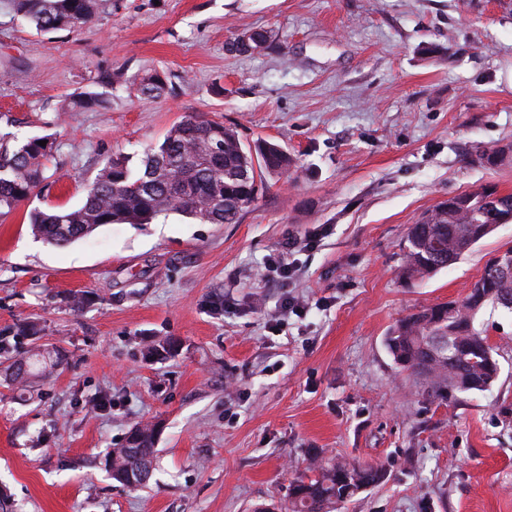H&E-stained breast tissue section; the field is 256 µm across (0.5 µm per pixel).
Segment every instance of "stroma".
I'll return each mask as SVG.
<instances>
[{
	"label": "stroma",
	"mask_w": 512,
	"mask_h": 512,
	"mask_svg": "<svg viewBox=\"0 0 512 512\" xmlns=\"http://www.w3.org/2000/svg\"><path fill=\"white\" fill-rule=\"evenodd\" d=\"M247 29L269 48L228 52ZM156 73L166 90L143 99ZM88 94L99 105L79 106ZM191 114L292 160L238 223L32 235L31 210L81 204L108 160L138 168ZM45 135V181L0 219V332L37 322L24 345L56 365L20 390L15 349L0 351V512H286L313 451L384 469L338 512H512V313L482 316L497 381L441 404L385 346L512 247L503 224L434 276H399L425 211L512 193V0H98L90 22L46 33L0 0V137ZM165 339L172 355L144 359ZM144 424L158 465L131 492L104 459Z\"/></svg>",
	"instance_id": "obj_1"
}]
</instances>
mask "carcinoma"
Returning a JSON list of instances; mask_svg holds the SVG:
<instances>
[{"mask_svg": "<svg viewBox=\"0 0 512 512\" xmlns=\"http://www.w3.org/2000/svg\"><path fill=\"white\" fill-rule=\"evenodd\" d=\"M97 0H11L16 13L40 32L76 28L96 11ZM159 75L141 85L154 99L164 92ZM52 143L29 139L9 147L0 142V216L11 213L44 181ZM290 159L278 144L261 142L256 153L244 149L236 128L189 115L174 125L163 142L142 159L134 173L124 157L108 161L73 208L35 209L29 214L33 235L64 247L107 224H150L177 213L204 224H236L262 188V174L285 173ZM512 208V193L491 187L456 195L437 204L408 227L401 247L400 273L411 282L455 263L486 237L496 214ZM492 306L512 313V276L503 278L486 264L462 299L438 303L400 319L385 343L394 362L425 384L432 400L453 393L483 392L497 380L499 365L480 320ZM15 378L25 380L53 367L33 349L13 364ZM155 431L133 429L125 443L106 458L112 478L131 491L147 485L156 461ZM382 468L370 463L320 459L297 474L291 486L290 512H329L377 483Z\"/></svg>", "mask_w": 512, "mask_h": 512, "instance_id": "cac0c4a2", "label": "carcinoma"}]
</instances>
